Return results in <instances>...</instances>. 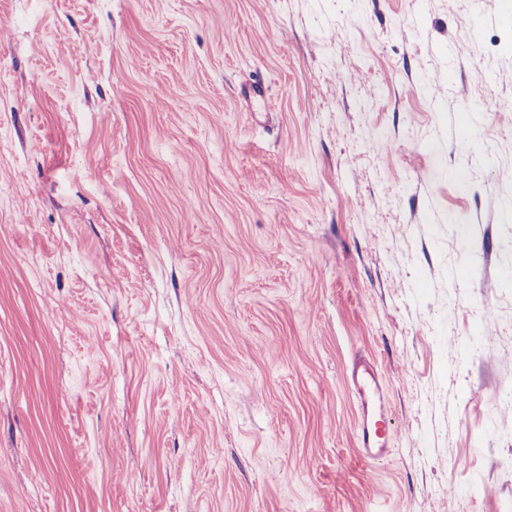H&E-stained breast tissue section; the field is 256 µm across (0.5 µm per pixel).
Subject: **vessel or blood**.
<instances>
[{
	"label": "vessel or blood",
	"instance_id": "1",
	"mask_svg": "<svg viewBox=\"0 0 512 512\" xmlns=\"http://www.w3.org/2000/svg\"><path fill=\"white\" fill-rule=\"evenodd\" d=\"M349 384L362 411L357 431V446L366 460L384 459L390 455L391 450L372 427L373 418L383 413V386L380 374L371 363L358 361L352 366Z\"/></svg>",
	"mask_w": 512,
	"mask_h": 512
}]
</instances>
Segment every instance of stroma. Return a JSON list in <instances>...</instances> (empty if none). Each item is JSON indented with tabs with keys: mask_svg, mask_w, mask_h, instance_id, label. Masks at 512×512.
I'll return each instance as SVG.
<instances>
[{
	"mask_svg": "<svg viewBox=\"0 0 512 512\" xmlns=\"http://www.w3.org/2000/svg\"><path fill=\"white\" fill-rule=\"evenodd\" d=\"M0 512H512V0H0ZM349 384L355 394L362 411L357 431V446L361 449L364 459L376 461L390 455L392 448H387L380 439L377 429L372 427V419L383 414V386L379 372L366 361L353 364Z\"/></svg>",
	"mask_w": 512,
	"mask_h": 512,
	"instance_id": "obj_1",
	"label": "stroma"
}]
</instances>
